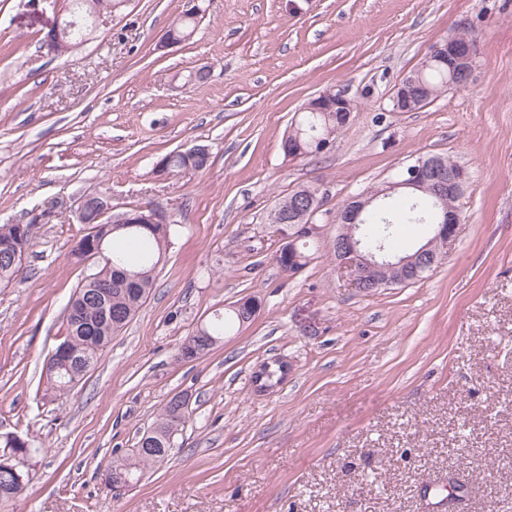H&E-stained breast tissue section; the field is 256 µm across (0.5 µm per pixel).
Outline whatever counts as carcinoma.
Returning a JSON list of instances; mask_svg holds the SVG:
<instances>
[{"mask_svg": "<svg viewBox=\"0 0 512 512\" xmlns=\"http://www.w3.org/2000/svg\"><path fill=\"white\" fill-rule=\"evenodd\" d=\"M419 80L428 94L426 103H431L448 90V84L455 80L448 66L429 55L421 66L411 73ZM336 131V113L306 110L291 124L282 141L283 151L301 152V157L317 155L315 143L326 140ZM167 172L179 174L186 171H203L207 168L210 154L196 155L171 152L165 155ZM404 201L395 206L391 203L393 194L381 195L366 207L363 223L356 233L361 247L373 252L384 244L386 252L394 261L413 255L427 244L433 235L439 206L428 190L400 189ZM412 224L424 231L423 239L407 252L394 251L396 226ZM176 232L173 224H103L95 234V240L102 242V265L91 277L84 279L76 288L66 309V336L61 341L65 350L73 354L72 362L62 358L44 362L47 381L51 389L64 392L78 384L97 364L112 337L136 315L146 302L156 281V270ZM313 237H303L292 252L293 266L305 267L310 259V244ZM282 257L279 268L288 271V259ZM132 273L136 282L127 287L121 284L119 270ZM112 285V293L106 299L99 298V291ZM241 326L240 314L232 305L224 313L200 326L197 332L187 336L177 349L176 359L181 362L193 361L208 353L224 335ZM189 416L188 402L181 395L167 400L155 423L140 436L137 450L128 455L112 459L107 467L138 479L144 470L169 457L174 447V437ZM0 444L11 449L10 462L0 464V503L13 499L19 487V480H27L28 474L20 469V462L14 455L28 458L40 452L36 440L17 435L0 437Z\"/></svg>", "mask_w": 512, "mask_h": 512, "instance_id": "1", "label": "carcinoma"}]
</instances>
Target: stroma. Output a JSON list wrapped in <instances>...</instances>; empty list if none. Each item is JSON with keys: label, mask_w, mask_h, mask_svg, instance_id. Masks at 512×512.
<instances>
[{"label": "stroma", "mask_w": 512, "mask_h": 512, "mask_svg": "<svg viewBox=\"0 0 512 512\" xmlns=\"http://www.w3.org/2000/svg\"><path fill=\"white\" fill-rule=\"evenodd\" d=\"M191 38L159 45L185 0H122L89 40L48 52L71 0H0V224L34 223L24 270L0 287V434L42 451L0 512H434L424 486L464 484L460 512H512V0H199ZM477 41L475 83L414 112L392 93L431 47ZM208 66L206 79L189 81ZM355 109L334 146L282 140L320 92ZM208 146L200 172L156 174ZM468 179L444 261L421 281L359 293L331 250L336 212L417 158ZM314 185L321 234L295 274L268 215ZM155 203L180 233L146 303L94 369L53 393L44 360L98 263L74 249L75 200ZM254 320L192 362L185 336L240 299ZM288 373L257 392L256 368ZM190 398L169 460L113 499L98 472L174 393Z\"/></svg>", "instance_id": "1"}]
</instances>
